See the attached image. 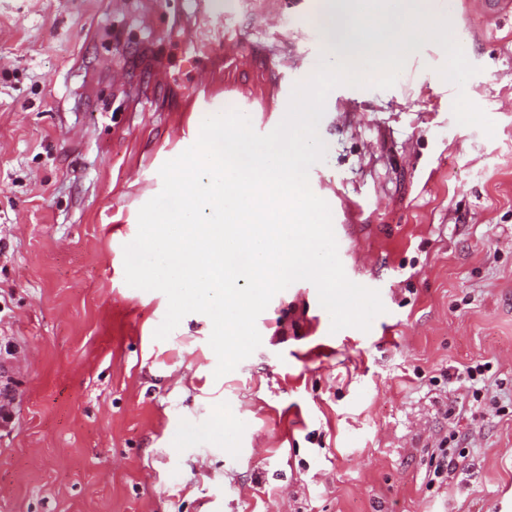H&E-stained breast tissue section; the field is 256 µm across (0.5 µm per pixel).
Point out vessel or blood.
<instances>
[{
	"label": "vessel or blood",
	"instance_id": "b4317fda",
	"mask_svg": "<svg viewBox=\"0 0 512 512\" xmlns=\"http://www.w3.org/2000/svg\"><path fill=\"white\" fill-rule=\"evenodd\" d=\"M470 13L487 20L512 16V0H467ZM224 76L206 72L188 91L201 112H222L235 108L253 113L258 133L270 132L277 113L286 111L291 93L282 85L271 48L261 40L245 37L225 39L221 48Z\"/></svg>",
	"mask_w": 512,
	"mask_h": 512
}]
</instances>
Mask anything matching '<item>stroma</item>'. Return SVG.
Returning a JSON list of instances; mask_svg holds the SVG:
<instances>
[{
  "instance_id": "35a3bbf8",
  "label": "stroma",
  "mask_w": 512,
  "mask_h": 512,
  "mask_svg": "<svg viewBox=\"0 0 512 512\" xmlns=\"http://www.w3.org/2000/svg\"><path fill=\"white\" fill-rule=\"evenodd\" d=\"M214 9L225 34H260L255 0ZM320 10L291 0L267 38L289 85L298 56L318 63ZM441 10L493 136L456 123L445 53L420 36L393 87L331 90L309 186L385 311L335 332L294 282L217 378L210 319L155 339L167 298L126 284L123 250L196 140L209 35L187 0H0V364L28 355L0 512H512V19ZM448 436L465 460L428 486Z\"/></svg>"
}]
</instances>
